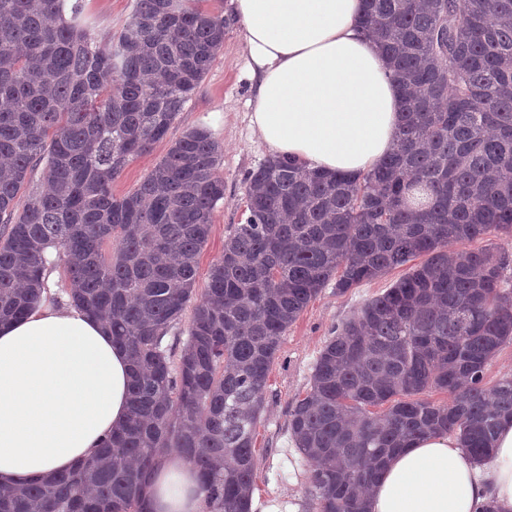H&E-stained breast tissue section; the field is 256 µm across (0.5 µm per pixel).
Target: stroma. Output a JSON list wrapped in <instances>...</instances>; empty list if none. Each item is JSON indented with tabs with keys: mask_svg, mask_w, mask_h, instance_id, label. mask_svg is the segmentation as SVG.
<instances>
[{
	"mask_svg": "<svg viewBox=\"0 0 512 512\" xmlns=\"http://www.w3.org/2000/svg\"><path fill=\"white\" fill-rule=\"evenodd\" d=\"M134 3L135 0H86L85 16L94 33L104 38L122 29ZM252 109L246 53L238 28L233 25L224 38L223 50L166 139L132 160L112 184L116 196L132 192L172 142L189 130H206L222 145L218 170L224 179V198L214 210L211 233L198 259L196 288L200 291L208 282L212 265L224 252L225 238L234 225L247 218L244 197L248 173L268 156L250 125ZM406 272L403 266L391 269L342 294L330 286L323 288L282 337L256 428L253 512H266L272 504L278 505L280 512H315L309 493L310 466L288 428L290 410L308 391L313 365L337 327Z\"/></svg>",
	"mask_w": 512,
	"mask_h": 512,
	"instance_id": "35a3bbf8",
	"label": "stroma"
}]
</instances>
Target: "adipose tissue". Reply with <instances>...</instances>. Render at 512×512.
<instances>
[{
	"instance_id": "ef3b65f1",
	"label": "adipose tissue",
	"mask_w": 512,
	"mask_h": 512,
	"mask_svg": "<svg viewBox=\"0 0 512 512\" xmlns=\"http://www.w3.org/2000/svg\"><path fill=\"white\" fill-rule=\"evenodd\" d=\"M240 24L253 94L250 123L269 152L329 173L371 169L394 148L404 100L361 29V0H225ZM132 366L109 325L72 305L40 304L0 323V484L91 458L129 413ZM512 512V421L491 460L456 434L427 435L388 458L368 512ZM147 512H205L177 452L144 489Z\"/></svg>"
}]
</instances>
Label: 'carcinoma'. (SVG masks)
<instances>
[{"label":"carcinoma","mask_w":512,"mask_h":512,"mask_svg":"<svg viewBox=\"0 0 512 512\" xmlns=\"http://www.w3.org/2000/svg\"><path fill=\"white\" fill-rule=\"evenodd\" d=\"M201 2L135 0L101 41L83 0H0V322L38 303L52 248L71 303L110 325L133 372L126 426L69 472L0 485V512H145L171 448L207 512H251L282 336L329 283L345 293L421 256L336 329L291 409L316 512H364L413 437L456 432L482 460L512 418V376L485 382L512 341V253L453 248L512 240V0H363L404 93L393 151L350 177L266 158L195 300L223 147L193 129L132 193L112 183L166 138L224 47L229 22ZM40 164L45 188L24 193ZM189 306L176 362L165 341Z\"/></svg>","instance_id":"carcinoma-1"}]
</instances>
